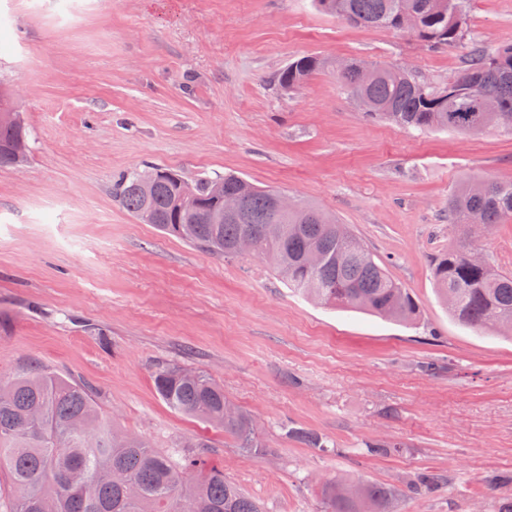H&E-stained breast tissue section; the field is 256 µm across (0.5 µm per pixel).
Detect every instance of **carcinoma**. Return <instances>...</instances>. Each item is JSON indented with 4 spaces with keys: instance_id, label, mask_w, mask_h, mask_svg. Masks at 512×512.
Masks as SVG:
<instances>
[{
    "instance_id": "obj_1",
    "label": "carcinoma",
    "mask_w": 512,
    "mask_h": 512,
    "mask_svg": "<svg viewBox=\"0 0 512 512\" xmlns=\"http://www.w3.org/2000/svg\"><path fill=\"white\" fill-rule=\"evenodd\" d=\"M471 0H315L328 15L355 26L403 31L407 14L417 18L410 32L430 49L465 42ZM349 60L337 76L343 90L359 100L365 117L419 131L475 134L512 119V47L489 51L473 45L468 62L455 76L456 97H444L420 84L402 66H378L365 83ZM336 62L306 55L275 77L285 92L304 85ZM28 136L24 122L0 121V168L17 163L7 146ZM221 183L224 195H246L248 222L210 224L207 215L221 206L212 192ZM184 180L165 168L150 192L139 187V170L127 171L112 193L141 223L151 224L214 257L236 256V243L248 227L255 232L257 255L289 288L320 304L354 309L385 319L416 324L420 309L413 296L375 262L362 241L321 207L300 203L279 219L271 209L273 190L233 172L194 184L195 205L175 207ZM512 218V181L461 180L448 200V222L462 239L434 266L436 290L462 324L476 330L512 332V275L469 254L474 222L491 228ZM155 386L173 410L233 434L239 447L256 454L268 448L254 431L250 415L235 408L224 387L201 369L168 365L155 371ZM288 433L310 448L327 447L323 437L303 428ZM396 442L367 446L371 455L399 453ZM0 472L15 492L8 512H262L259 501L224 478V470L200 455L154 448L137 435L120 432L103 415L90 391L48 368L24 370L0 379ZM448 480L419 471L406 488L373 482L344 485L330 481L323 489L327 512H393L399 496L433 493ZM491 489L512 486V471L492 472Z\"/></svg>"
}]
</instances>
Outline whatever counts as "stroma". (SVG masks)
<instances>
[{"instance_id":"obj_1","label":"stroma","mask_w":512,"mask_h":512,"mask_svg":"<svg viewBox=\"0 0 512 512\" xmlns=\"http://www.w3.org/2000/svg\"><path fill=\"white\" fill-rule=\"evenodd\" d=\"M466 27V43L431 51L313 0H0V85L31 147L0 169V377L55 370L162 450L207 438L211 464L266 512H322L339 477L393 484L421 470L448 477L447 493L394 512H497L483 478L512 470V336L460 325L433 263L459 240L456 184L512 180V130L372 120L327 70L288 93L272 82L318 55L446 84L470 45L512 46V0H473ZM147 164L189 181L233 171L317 203L417 300L419 323L323 307L263 258L218 259L140 223L112 183ZM471 241L512 273V219ZM166 364L222 384L269 453L169 408L153 379ZM375 441L402 451L369 455Z\"/></svg>"}]
</instances>
